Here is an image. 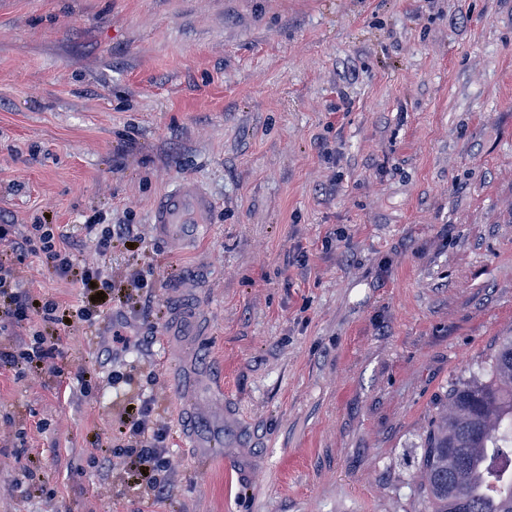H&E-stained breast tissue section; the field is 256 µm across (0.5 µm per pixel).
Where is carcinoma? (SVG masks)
I'll return each mask as SVG.
<instances>
[{"label":"carcinoma","mask_w":512,"mask_h":512,"mask_svg":"<svg viewBox=\"0 0 512 512\" xmlns=\"http://www.w3.org/2000/svg\"><path fill=\"white\" fill-rule=\"evenodd\" d=\"M416 456L425 512H512V336L448 384Z\"/></svg>","instance_id":"1"}]
</instances>
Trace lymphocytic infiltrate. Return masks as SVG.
<instances>
[{
	"mask_svg": "<svg viewBox=\"0 0 512 512\" xmlns=\"http://www.w3.org/2000/svg\"><path fill=\"white\" fill-rule=\"evenodd\" d=\"M0 245L12 253L34 254L63 278L79 275L82 296L78 303L64 305L54 299H37L20 285L12 263L0 260V335L12 343L0 347V370L13 372L15 379L44 370L54 357L55 344L45 330L66 321L94 323L105 304L127 305L134 294L148 288L141 271H128L124 282H116L112 272L98 267L74 268L77 243L60 224H0ZM114 456L137 487L154 492L170 482L168 433L159 426L151 397L141 396L124 409L113 436Z\"/></svg>",
	"mask_w": 512,
	"mask_h": 512,
	"instance_id": "f902f5d3",
	"label": "lymphocytic infiltrate"
}]
</instances>
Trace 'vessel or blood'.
Listing matches in <instances>:
<instances>
[{"label": "vessel or blood", "instance_id": "obj_1", "mask_svg": "<svg viewBox=\"0 0 512 512\" xmlns=\"http://www.w3.org/2000/svg\"><path fill=\"white\" fill-rule=\"evenodd\" d=\"M214 208L212 196L198 182L182 179L157 200L151 213L154 232L176 248L191 244L207 234Z\"/></svg>", "mask_w": 512, "mask_h": 512}]
</instances>
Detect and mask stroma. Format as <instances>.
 <instances>
[{"mask_svg": "<svg viewBox=\"0 0 512 512\" xmlns=\"http://www.w3.org/2000/svg\"><path fill=\"white\" fill-rule=\"evenodd\" d=\"M184 178L216 208L175 250L150 210ZM96 214L143 243L99 254ZM0 224L155 283L151 314L53 328L60 375L0 373V512H420L449 382L512 335V0H0ZM145 389L157 497L108 450Z\"/></svg>", "mask_w": 512, "mask_h": 512, "instance_id": "1", "label": "stroma"}]
</instances>
